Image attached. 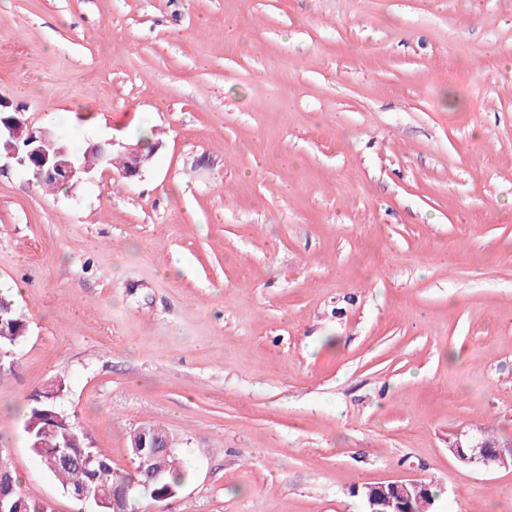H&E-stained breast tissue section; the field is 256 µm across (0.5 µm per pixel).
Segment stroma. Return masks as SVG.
<instances>
[{
  "mask_svg": "<svg viewBox=\"0 0 512 512\" xmlns=\"http://www.w3.org/2000/svg\"><path fill=\"white\" fill-rule=\"evenodd\" d=\"M0 97L36 127L158 146L141 177L0 173L26 335L0 450L70 498L24 417L55 380L114 471L157 424L178 495L138 512H512V0H0ZM456 358H449V351ZM485 441L478 440H461L457 438L449 450L460 461L469 465L486 464L489 459L493 458L497 461L512 458V444L500 446L499 443L491 438H484ZM489 443V444H488ZM495 443V444H493ZM501 448H508L507 453ZM426 491H428L429 500L433 501L431 489L428 490L426 484L416 479L395 480L370 486L368 487L367 498L371 510L368 512H379L375 507L383 501L393 505V512H405L403 506L410 500L412 494L420 497Z\"/></svg>",
  "mask_w": 512,
  "mask_h": 512,
  "instance_id": "stroma-1",
  "label": "stroma"
}]
</instances>
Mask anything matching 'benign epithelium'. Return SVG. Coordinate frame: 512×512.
Returning <instances> with one entry per match:
<instances>
[{"mask_svg":"<svg viewBox=\"0 0 512 512\" xmlns=\"http://www.w3.org/2000/svg\"><path fill=\"white\" fill-rule=\"evenodd\" d=\"M11 103L0 97V171L14 166L27 173L31 172L41 181H53L64 186H74L91 168L78 164L71 156L67 143L54 131L46 128H35L23 117V112L14 109L8 112ZM88 151L105 159L117 152L125 158V167L120 176L133 179L140 176L149 157L143 155L140 148L128 142H120L114 138L103 141H88ZM172 440L156 435L150 437L142 431V438L132 443L136 455L141 458L139 471L148 474L152 480L158 475L148 471L149 456L141 453V449L169 448ZM451 453L461 462L469 465H482L493 458L497 461L512 458V444L501 449L500 444H488L480 440L456 439L450 448ZM62 457L76 456L87 466L95 462L92 453L76 443L65 445L59 452ZM428 487L416 479L390 481L368 487L367 498L369 512H378L376 506L386 501L393 505L394 512H403L404 504L411 496H421Z\"/></svg>","mask_w":512,"mask_h":512,"instance_id":"obj_1","label":"benign epithelium"}]
</instances>
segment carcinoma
<instances>
[{
  "mask_svg": "<svg viewBox=\"0 0 512 512\" xmlns=\"http://www.w3.org/2000/svg\"><path fill=\"white\" fill-rule=\"evenodd\" d=\"M0 314L10 319L16 327H26V319L23 313L15 305L14 300L8 293H0ZM52 410L50 402L47 400H33L25 418V430L28 434L31 450L39 459L45 471L60 484L65 491L76 487L87 485L91 487H103V493L112 494V488L118 487L123 483L131 482L137 478L143 482L147 477L143 474L135 475L133 473L117 474L112 470V460L107 453L99 448L93 449L97 459L103 462L108 469V474L99 477L94 470L85 468L81 462H64L56 456L50 454L48 449L55 448L64 440V435L68 434L84 442L87 436L77 429L71 416L67 413L59 414L62 419V425L58 426V431L47 432L42 430L44 423L40 422L41 415ZM151 466L154 471L160 473L161 479L158 483L150 484L147 495L158 500L160 496L174 497L184 481L186 480V470L183 462L177 458L173 449L159 451L152 455ZM8 483L14 487V492L10 498L3 502L4 512H51L47 504L25 495L18 485L14 472H9Z\"/></svg>",
  "mask_w": 512,
  "mask_h": 512,
  "instance_id": "1",
  "label": "carcinoma"
}]
</instances>
